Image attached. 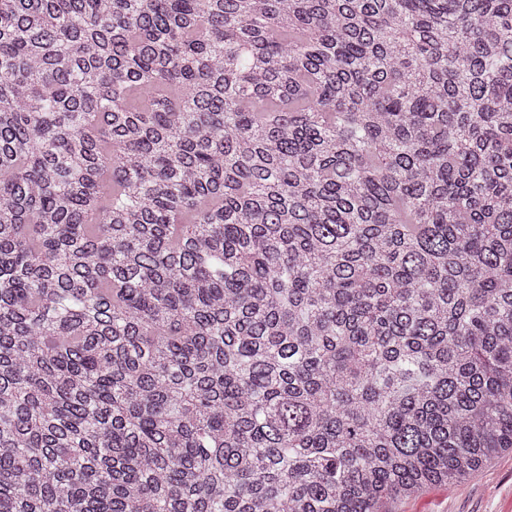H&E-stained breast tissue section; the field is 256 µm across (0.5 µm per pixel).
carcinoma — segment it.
<instances>
[{"mask_svg":"<svg viewBox=\"0 0 512 512\" xmlns=\"http://www.w3.org/2000/svg\"><path fill=\"white\" fill-rule=\"evenodd\" d=\"M509 452L512 0H0V512Z\"/></svg>","mask_w":512,"mask_h":512,"instance_id":"carcinoma-1","label":"carcinoma"}]
</instances>
